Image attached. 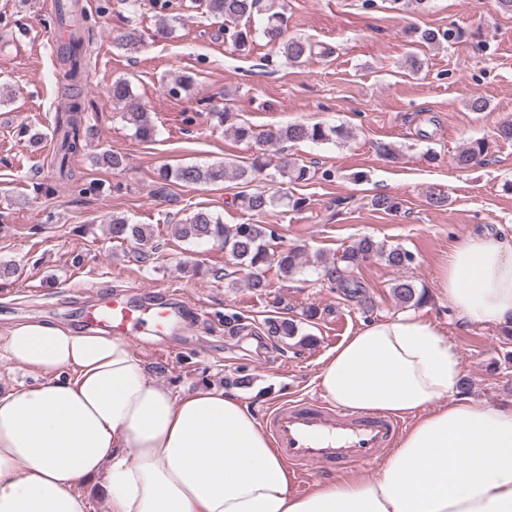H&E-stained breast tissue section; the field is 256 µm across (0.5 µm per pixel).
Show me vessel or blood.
<instances>
[{
    "label": "vessel or blood",
    "instance_id": "1",
    "mask_svg": "<svg viewBox=\"0 0 512 512\" xmlns=\"http://www.w3.org/2000/svg\"><path fill=\"white\" fill-rule=\"evenodd\" d=\"M178 293L162 301L136 299L126 290L100 298L83 310L87 326L120 336L162 335L183 320ZM264 426L275 447L307 477L315 466L339 463L367 464L381 449L391 447L399 432L397 420L358 413L318 400H281L264 413Z\"/></svg>",
    "mask_w": 512,
    "mask_h": 512
}]
</instances>
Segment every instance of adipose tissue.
Returning a JSON list of instances; mask_svg holds the SVG:
<instances>
[{
	"mask_svg": "<svg viewBox=\"0 0 512 512\" xmlns=\"http://www.w3.org/2000/svg\"><path fill=\"white\" fill-rule=\"evenodd\" d=\"M441 291L472 324L512 328V236L455 245ZM43 376L0 396V512H512V408L459 394L461 361L429 320L363 324L323 358L319 387L352 410L411 419L373 480L304 493L252 410L203 387L177 396L125 337L20 323L0 341Z\"/></svg>",
	"mask_w": 512,
	"mask_h": 512,
	"instance_id": "ef3b65f1",
	"label": "adipose tissue"
}]
</instances>
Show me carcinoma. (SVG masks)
Wrapping results in <instances>:
<instances>
[{
	"label": "carcinoma",
	"instance_id": "obj_1",
	"mask_svg": "<svg viewBox=\"0 0 512 512\" xmlns=\"http://www.w3.org/2000/svg\"><path fill=\"white\" fill-rule=\"evenodd\" d=\"M193 4L205 7L206 11L215 18L222 20L219 35L224 42L232 47L233 51L241 56L251 52L254 39L251 31L240 26V21L250 19L256 14L265 16L262 34L267 43L274 46V53L265 58L266 66L275 67L278 58L291 66H299L315 54V45L301 38L283 39L287 23L285 5L282 0H191ZM159 9L155 24L154 37L164 38L171 32L169 16L165 11L173 6L172 0H155ZM71 25L70 36L57 50L60 80L64 82L68 93L65 96V116L56 127L58 136V152L61 155L59 174L69 176L67 168L68 158L79 154L87 146L83 137L86 129L83 127V112H85L84 87L88 75L84 63L87 53L85 26L87 17L77 14L76 9H70ZM143 44V34L133 27L126 31L115 42L116 48L128 49L134 45ZM112 103L122 105L121 118L130 126L134 136L142 141H149L156 134V126L148 110L134 102L131 84L125 78L112 81L109 91ZM218 125L233 134L236 140L254 143L258 146L275 147L285 143L335 142L348 136V132L341 126H330L325 123L302 124L294 123L280 126L276 129H257L245 123L236 122L237 115L229 110L212 113ZM489 149L484 140H475L460 150L455 156V163L460 168H466L483 157ZM98 164L112 170L125 166L126 158L123 154L112 150H105L96 155ZM270 166L266 153L262 152L253 157L247 165H237L230 161L218 162L206 166L191 164L175 168H166L161 171L160 179L164 182H173L182 185L215 184L226 181H237L243 185L256 181L262 187L251 192L242 191L238 196L241 206L255 216H261L271 208L284 202L291 203L295 210L306 207V199L293 198L283 191V185L300 183L311 178L310 168L298 163H285L275 168V173L268 172ZM280 182V187L273 190L267 182ZM110 234L116 241H127L139 246L151 243L152 233L145 224H132L124 217H114L110 224ZM174 234L178 238L196 244L216 241L229 249L237 265L249 270V287L262 293L270 287L262 269L266 266L276 267L278 277L290 280L303 268L302 256L298 249L288 248L276 250L273 248L272 234L268 229L258 223L226 224L212 212L200 209L192 213L183 222L174 225ZM372 254L380 255L385 262L395 268H404L413 262L410 251L401 247L386 249L370 238H364L347 250L340 258L345 266H338L328 271L336 280L346 296L357 301L363 297V289L358 282L349 278L352 270L365 258ZM393 297L407 306H419L426 302L425 291L418 290L413 281L398 279L392 285ZM267 331L271 336L288 338L297 335V323L288 319L268 321Z\"/></svg>",
	"mask_w": 512,
	"mask_h": 512
}]
</instances>
